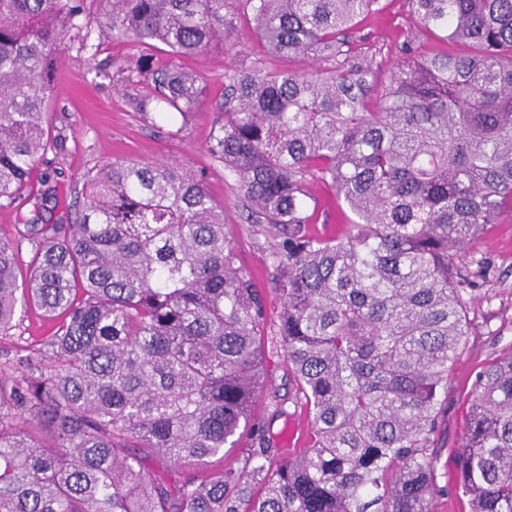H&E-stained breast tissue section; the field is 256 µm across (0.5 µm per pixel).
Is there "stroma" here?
<instances>
[{
    "label": "stroma",
    "mask_w": 512,
    "mask_h": 512,
    "mask_svg": "<svg viewBox=\"0 0 512 512\" xmlns=\"http://www.w3.org/2000/svg\"><path fill=\"white\" fill-rule=\"evenodd\" d=\"M355 37L376 50L373 84L379 95L385 94L404 57V45H412L415 55L421 57L445 49L442 42L416 29L406 0H379L377 11L365 18ZM256 50L252 30L245 24L237 26L225 46L188 57H173L161 44L113 40L96 32L86 45L65 43L56 72L58 94L50 108L48 124L57 147L41 159L35 171L39 178L50 175L55 196L44 202L33 192L0 208V235L17 239L21 256H28L30 245L19 237L24 224L40 208L56 219L66 216L89 172L115 159L175 160L185 171L202 178L215 202L223 206L230 245L239 265L251 275L266 300V324H274L280 298L270 254L280 239L249 223L247 202L233 176L207 150L218 106L223 101L224 71L250 58ZM145 60L159 67L174 61L200 74L206 95L188 123L177 118L153 124L142 120L138 103L154 94L155 86L134 81L131 74ZM313 193L318 208L311 231L327 237L340 234L352 217L350 210L337 201L330 188L319 184ZM465 256L486 259L491 271L479 281L474 293L469 308L472 334L448 374V400L433 437V446L438 450V481L443 486L455 481L451 450L464 438L467 407L478 371L489 360L512 354V215H502L492 231L466 248ZM16 322L11 335L0 338V364L30 357L49 364L44 342L53 332V321L32 307L18 310ZM294 392L295 382L282 356L267 353L266 386L255 404L258 421L266 420L273 397L287 398Z\"/></svg>",
    "instance_id": "35a3bbf8"
}]
</instances>
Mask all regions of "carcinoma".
I'll return each mask as SVG.
<instances>
[{"instance_id": "carcinoma-1", "label": "carcinoma", "mask_w": 512, "mask_h": 512, "mask_svg": "<svg viewBox=\"0 0 512 512\" xmlns=\"http://www.w3.org/2000/svg\"><path fill=\"white\" fill-rule=\"evenodd\" d=\"M0 0V206L56 149L59 48L92 32L193 55L250 25L258 51L224 71L209 138L248 203L281 232V309L264 301L203 180L170 161H112L83 183L69 224L24 225L31 257L0 237V335L18 307L62 320L38 363L0 378V512H432L448 489L430 448L448 370L485 277L466 246L512 211V0H408L415 25L464 54L416 57L372 97L374 59L350 31L378 0ZM237 13L224 14L228 4ZM299 63L278 73L264 56ZM316 59L323 68L302 63ZM143 119L203 104L200 77L145 64ZM331 188L355 216L309 231ZM296 381L311 444L202 479L145 470L224 454L253 426L267 343ZM453 492L512 512V357L479 372Z\"/></svg>"}]
</instances>
